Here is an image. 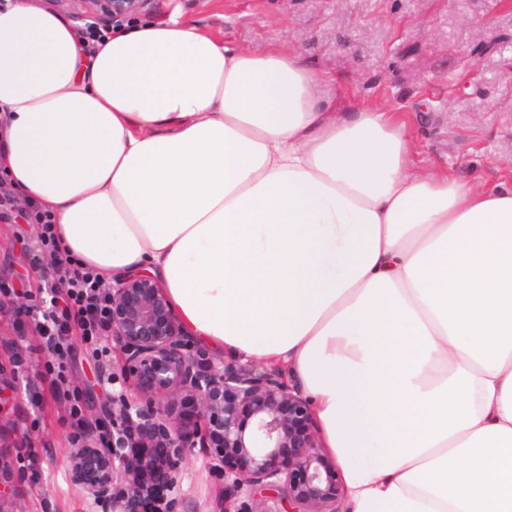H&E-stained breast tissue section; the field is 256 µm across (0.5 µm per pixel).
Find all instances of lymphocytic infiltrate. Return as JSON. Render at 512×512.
Instances as JSON below:
<instances>
[{
  "instance_id": "1",
  "label": "lymphocytic infiltrate",
  "mask_w": 512,
  "mask_h": 512,
  "mask_svg": "<svg viewBox=\"0 0 512 512\" xmlns=\"http://www.w3.org/2000/svg\"><path fill=\"white\" fill-rule=\"evenodd\" d=\"M35 221L39 251L32 255L30 263L39 285L32 304L12 307L11 312L33 317L38 341L27 345L22 355L11 341L0 348L14 366L24 367L28 379L48 381L55 398L68 404V439L73 447L91 449L100 444L108 448L112 445L111 407H104L96 421H88L81 393L69 381L67 370L70 337L77 331L99 359V383L111 385V300L96 268L61 250L51 214L36 209Z\"/></svg>"
}]
</instances>
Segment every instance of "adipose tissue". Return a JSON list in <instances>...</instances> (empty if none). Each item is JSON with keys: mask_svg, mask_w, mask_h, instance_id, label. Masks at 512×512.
<instances>
[{"mask_svg": "<svg viewBox=\"0 0 512 512\" xmlns=\"http://www.w3.org/2000/svg\"><path fill=\"white\" fill-rule=\"evenodd\" d=\"M178 18L83 46L0 5V166L101 274L310 399L345 512H512V182L416 177L408 118Z\"/></svg>", "mask_w": 512, "mask_h": 512, "instance_id": "1", "label": "adipose tissue"}]
</instances>
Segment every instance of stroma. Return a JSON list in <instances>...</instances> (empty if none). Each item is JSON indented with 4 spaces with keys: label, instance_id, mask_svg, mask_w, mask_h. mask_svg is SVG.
Listing matches in <instances>:
<instances>
[{
    "label": "stroma",
    "instance_id": "stroma-1",
    "mask_svg": "<svg viewBox=\"0 0 512 512\" xmlns=\"http://www.w3.org/2000/svg\"><path fill=\"white\" fill-rule=\"evenodd\" d=\"M205 34L258 52H297L331 80L328 95L349 107L409 112L411 169L445 172L486 187L512 181V8L500 0H155L146 18L172 12ZM477 54L481 71L470 74ZM35 234L15 210L0 212V285L35 290L28 251ZM72 379L89 408L100 405L97 365L72 338ZM9 420L0 425V512H98L86 483L65 464L66 408L48 384L0 371ZM27 418L40 440L38 480L14 459ZM177 512H224V478L195 454L176 494Z\"/></svg>",
    "mask_w": 512,
    "mask_h": 512
}]
</instances>
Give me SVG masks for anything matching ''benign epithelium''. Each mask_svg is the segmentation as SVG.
I'll list each match as a JSON object with an SVG mask.
<instances>
[{
	"label": "benign epithelium",
	"mask_w": 512,
	"mask_h": 512,
	"mask_svg": "<svg viewBox=\"0 0 512 512\" xmlns=\"http://www.w3.org/2000/svg\"><path fill=\"white\" fill-rule=\"evenodd\" d=\"M96 23L136 15L154 0H49ZM112 293V462L100 497L114 507L153 491L156 475L144 461L126 468L132 444H161L166 492L153 512H175L172 492L195 449L206 452L224 478L226 512H344L336 463L327 455L302 390L277 367L212 356L188 332L156 275L142 269L106 279ZM191 403L193 425L182 421Z\"/></svg>",
	"instance_id": "1"
}]
</instances>
